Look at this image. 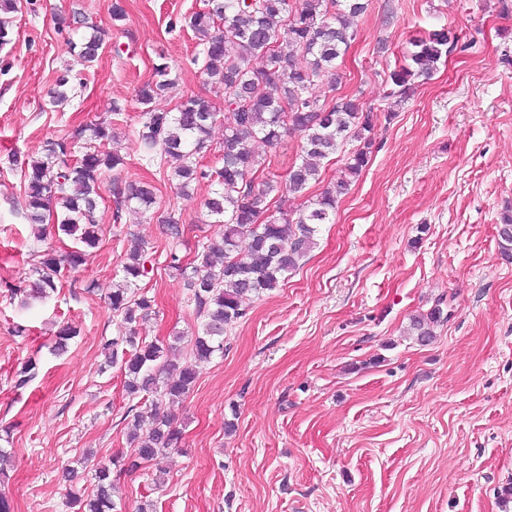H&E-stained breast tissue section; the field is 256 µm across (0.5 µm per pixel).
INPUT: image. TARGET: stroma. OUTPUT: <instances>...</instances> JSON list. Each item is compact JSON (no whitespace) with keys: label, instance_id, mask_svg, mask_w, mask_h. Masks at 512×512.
<instances>
[{"label":"stroma","instance_id":"obj_1","mask_svg":"<svg viewBox=\"0 0 512 512\" xmlns=\"http://www.w3.org/2000/svg\"><path fill=\"white\" fill-rule=\"evenodd\" d=\"M112 2L21 0L14 39L0 48V448L9 453L0 495L14 512H73L72 499L95 488L97 462L133 454L122 417L150 406L127 396L102 353L124 331L107 296L132 237L150 245L139 287L154 301L137 332L180 336L173 360L195 364L200 322L166 254L173 247L193 260L217 232L204 206L212 187L179 195L142 161L137 91L162 57L178 81L154 111L190 95L212 100L220 119L208 165L231 115L194 62L185 20L203 0H122L119 22ZM60 10L109 35L74 95L54 107L46 93L71 59L54 23ZM441 25L459 35L457 48L393 106L387 77L397 57L411 36ZM354 27L336 69L340 94L378 115L369 163L300 266L245 301L223 353L197 364L184 400L164 404L182 433L178 448L133 474L113 468L123 512L144 502L153 512H512V257L497 238L512 207V0H369ZM103 120L125 164L105 176L101 244L53 297L23 308L10 290L28 287L56 236L53 225L26 221L24 175L7 156H39L46 139ZM135 180L155 184L154 211L179 214V243L154 211H116L110 185ZM437 305L445 317L420 343L411 319ZM67 324L78 335L55 354ZM31 358L39 376L15 388Z\"/></svg>","mask_w":512,"mask_h":512}]
</instances>
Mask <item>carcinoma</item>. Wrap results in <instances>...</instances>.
Returning a JSON list of instances; mask_svg holds the SVG:
<instances>
[{
    "label": "carcinoma",
    "instance_id": "cac0c4a2",
    "mask_svg": "<svg viewBox=\"0 0 512 512\" xmlns=\"http://www.w3.org/2000/svg\"><path fill=\"white\" fill-rule=\"evenodd\" d=\"M368 0H207L205 9L191 16L189 27L201 46V73L221 89L224 106L233 115V124L224 130L222 163L209 166L197 155L207 142L219 112L208 100L190 96L173 112H155L149 105L176 84L165 61L153 66L152 78L137 92L146 109L141 112L138 143L141 159L149 165H169L167 176L178 182L182 194L191 184L206 181L214 185L205 207L221 231L205 237L198 245L195 260L182 262L176 249L167 253L168 268L176 272L189 291L188 302L200 330L191 351L196 362L209 361L224 352V331L244 315L243 302L277 288L288 273L316 245L318 226L331 223L337 198L358 178L369 162L375 128L374 111L355 96L334 101L339 75L336 60L345 53L354 36L355 18L363 15ZM104 33L94 31L79 41L68 42L69 53L83 67L97 60ZM458 43L450 27L428 30L410 42L411 49L388 74L394 86L395 105H400L416 80L428 77L441 59ZM306 65L296 63L297 56ZM265 58V66L254 70L249 59ZM70 68H65L49 92V102L57 106L69 100ZM66 137L49 138L44 154L22 161L8 157L13 167H24L25 219L30 224L46 222L76 242L71 251L49 245L40 251L38 278L24 295L45 300L63 287L67 272L83 264L86 253L98 248L100 225L96 221L97 200L102 177L108 170L125 165L117 150L108 148L115 139L111 124L102 121ZM302 137L299 161L285 178L257 181L265 166L255 143L277 145L290 133ZM354 137L363 144L346 162L336 184L307 200L296 220L282 217L270 224L261 222L271 195L285 188L290 195L305 196L320 178V161L336 154L341 143ZM157 187L149 181H130L117 192V210L146 211L155 204ZM172 240L183 235V224L173 211L157 217ZM502 254L512 256V210L502 213L498 224ZM148 247L139 239L130 240L122 262V277L112 284L109 305L121 316L125 333L104 344L106 362L120 365L128 396L142 393L155 397L152 412H139L126 420L127 437L134 447L127 465L129 474L163 451L177 446L181 431L161 412L163 401L176 402L193 391L198 373L169 358L181 337L171 343L138 340L136 326L149 315L152 300L136 295L137 282L148 274L145 267ZM440 309L418 316L411 329L418 340L432 336L429 325L440 322ZM77 330L62 327L54 351L63 354ZM38 375L36 362L27 361L17 371L15 387L24 388ZM93 496L72 501L77 512H117L112 494V463H102L95 471Z\"/></svg>",
    "mask_w": 512,
    "mask_h": 512
}]
</instances>
